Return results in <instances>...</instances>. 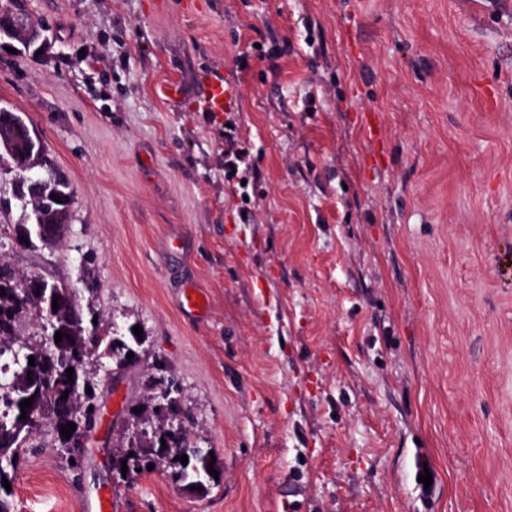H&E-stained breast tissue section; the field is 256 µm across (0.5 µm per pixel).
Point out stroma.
Returning a JSON list of instances; mask_svg holds the SVG:
<instances>
[{
	"label": "stroma",
	"instance_id": "stroma-1",
	"mask_svg": "<svg viewBox=\"0 0 512 512\" xmlns=\"http://www.w3.org/2000/svg\"><path fill=\"white\" fill-rule=\"evenodd\" d=\"M481 3L30 0L51 42L0 52V105L75 204L19 249L0 174V263L143 334L87 360L97 426L74 456L40 425L13 512H512V0ZM171 382L149 416L213 452L205 492L112 467ZM230 99L231 92L224 86V78L213 75L202 97L203 108L207 112H222L228 108ZM107 341H108V339L100 341L97 344L92 342L91 343L92 348L90 349V351L91 352H93V351L99 352L101 349V353L103 352L105 354L104 355L105 357L115 360L116 363L121 366L131 365L138 357V353L134 349L132 343L139 345L140 339L135 334H131L130 338H128L127 336H121L119 341L115 345L111 346L109 348V350H106ZM129 352H133V354H134V357L131 358V360L127 359V355Z\"/></svg>",
	"mask_w": 512,
	"mask_h": 512
}]
</instances>
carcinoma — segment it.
Listing matches in <instances>:
<instances>
[{"label":"carcinoma","instance_id":"carcinoma-1","mask_svg":"<svg viewBox=\"0 0 512 512\" xmlns=\"http://www.w3.org/2000/svg\"><path fill=\"white\" fill-rule=\"evenodd\" d=\"M20 193L40 200L51 195L68 196L69 201L56 205L51 215V224L60 232L65 231L71 218L74 205L73 192L69 184L55 177H43L38 187L31 182L19 181ZM36 280L31 275H17L11 269L0 264V356L10 358L15 366L11 382L0 385V403L5 412L0 416V463H15L21 456V450L33 430L40 423L48 422L59 444L67 448L71 439L86 435L95 425V404L97 389L90 387L84 378V358L73 341L87 333L85 319L80 307L75 305L69 289L63 284L53 283L47 292L57 296L58 310L52 312L53 327L50 332L63 333L62 341L56 342L49 336L45 341L35 344H16L15 324L19 317L27 312H37L40 295H25L27 283ZM140 344L136 335L122 336L109 347L103 340L91 344L92 350L101 351L106 357L121 366H128L127 359L134 346ZM34 357V365H29V357ZM73 368V377H68L67 368ZM34 398L31 406L22 409L24 399ZM69 423L76 425L70 437L60 434L61 428ZM142 435L149 439V450L144 453H130L119 456L126 461V476L135 478L148 472L147 465L153 467L167 465L175 470L178 480L189 483L197 479V474L208 471L211 459L208 453L196 446L188 428L181 425L170 428L164 425L154 426L145 422ZM187 456L188 463L182 464L178 457Z\"/></svg>","mask_w":512,"mask_h":512}]
</instances>
